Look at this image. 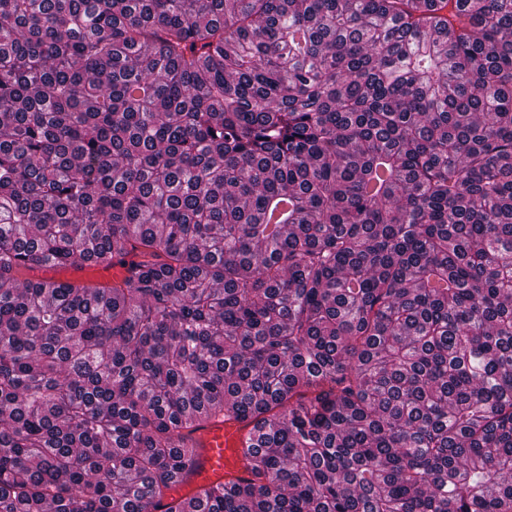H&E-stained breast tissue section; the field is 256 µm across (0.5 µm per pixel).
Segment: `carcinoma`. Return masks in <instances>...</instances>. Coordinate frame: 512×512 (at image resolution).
<instances>
[{
	"label": "carcinoma",
	"instance_id": "obj_1",
	"mask_svg": "<svg viewBox=\"0 0 512 512\" xmlns=\"http://www.w3.org/2000/svg\"><path fill=\"white\" fill-rule=\"evenodd\" d=\"M215 417L166 512H512V0H0V512H152ZM128 274V266L116 259L93 261L79 266L38 267L28 277L36 282L53 284L85 283L99 287H110L112 281ZM250 426L238 421L211 419L204 428L192 434L191 468L184 482L174 484L162 505L171 498L191 495L194 491L216 483L247 478L243 448H246Z\"/></svg>",
	"mask_w": 512,
	"mask_h": 512
}]
</instances>
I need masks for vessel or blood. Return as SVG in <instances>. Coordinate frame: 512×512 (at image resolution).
<instances>
[{
  "label": "vessel or blood",
  "mask_w": 512,
  "mask_h": 512,
  "mask_svg": "<svg viewBox=\"0 0 512 512\" xmlns=\"http://www.w3.org/2000/svg\"><path fill=\"white\" fill-rule=\"evenodd\" d=\"M127 273V266L113 259L79 266L39 267L30 271L29 277L41 283H85L108 287ZM249 435V426L221 418L210 420L204 428L193 433L194 450L190 471L184 482L172 486L170 497H185L203 487L247 477L243 450Z\"/></svg>",
  "instance_id": "b4317fda"
}]
</instances>
